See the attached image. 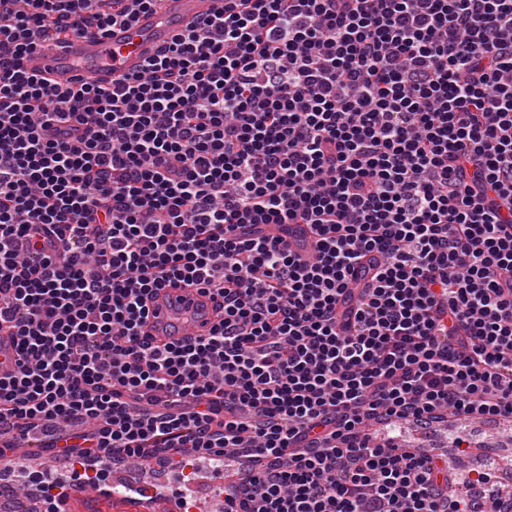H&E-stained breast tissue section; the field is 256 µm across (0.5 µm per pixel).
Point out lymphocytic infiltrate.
<instances>
[{
	"mask_svg": "<svg viewBox=\"0 0 512 512\" xmlns=\"http://www.w3.org/2000/svg\"><path fill=\"white\" fill-rule=\"evenodd\" d=\"M155 2L0 0V467L66 461L46 512L228 455L224 512H489L395 436L512 418V0H226L112 87L24 69ZM173 281L224 320L158 346Z\"/></svg>",
	"mask_w": 512,
	"mask_h": 512,
	"instance_id": "obj_1",
	"label": "lymphocytic infiltrate"
}]
</instances>
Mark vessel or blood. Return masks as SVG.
<instances>
[{
    "label": "vessel or blood",
    "instance_id": "1",
    "mask_svg": "<svg viewBox=\"0 0 512 512\" xmlns=\"http://www.w3.org/2000/svg\"><path fill=\"white\" fill-rule=\"evenodd\" d=\"M222 0H158L128 24L113 25L93 39L69 37L61 45L28 54V72L66 89L84 80L102 87L138 73L145 61L166 48L174 35L212 14ZM145 331L165 342L208 333L220 320V305L211 293L182 282L169 284L152 298Z\"/></svg>",
    "mask_w": 512,
    "mask_h": 512
}]
</instances>
